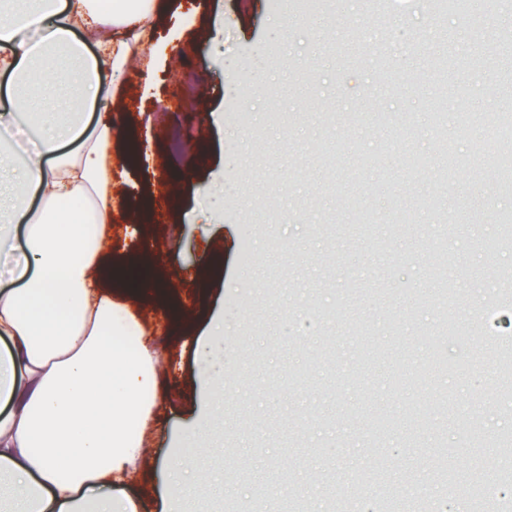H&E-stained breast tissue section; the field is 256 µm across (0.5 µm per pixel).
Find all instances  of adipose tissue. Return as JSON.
Returning a JSON list of instances; mask_svg holds the SVG:
<instances>
[{
  "mask_svg": "<svg viewBox=\"0 0 512 512\" xmlns=\"http://www.w3.org/2000/svg\"><path fill=\"white\" fill-rule=\"evenodd\" d=\"M0 13V183L26 251L0 287V482L12 512H138L135 480L163 367L135 315L102 289L112 240V124L86 136L89 106L112 109L154 19L155 0L103 20L93 0H35ZM67 51V70L56 65ZM62 101L74 122L44 103ZM81 141L79 152L62 147ZM38 194L32 208L30 194Z\"/></svg>",
  "mask_w": 512,
  "mask_h": 512,
  "instance_id": "ef3b65f1",
  "label": "adipose tissue"
}]
</instances>
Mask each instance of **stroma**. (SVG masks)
<instances>
[{
  "label": "stroma",
  "mask_w": 512,
  "mask_h": 512,
  "mask_svg": "<svg viewBox=\"0 0 512 512\" xmlns=\"http://www.w3.org/2000/svg\"><path fill=\"white\" fill-rule=\"evenodd\" d=\"M512 8L473 0L470 16H438L427 0H395L374 19L364 0H157L152 69H137L112 101L121 175L112 221L137 237L112 242L124 268L142 238L153 245L137 280L113 278L115 296L153 331L158 353H181L159 375V434L129 493L139 512H161L157 469L192 421L224 439L181 477L188 512H285L284 489L334 512L336 474L357 481L374 451L398 449L392 475L410 487L403 512H426L497 462L477 454L512 432L499 360L512 327L488 334L474 307L512 298V248L491 253L512 184L474 171V146L512 155L485 117L512 113L499 75L512 57ZM447 52L485 66L448 75L442 110L459 165L442 177L430 65ZM471 123L455 128L460 109ZM414 153L427 170L407 167ZM432 207H422V200ZM407 209L411 223L398 224ZM447 242V280L431 276ZM458 289L467 332L438 335L430 288ZM435 338L453 370L432 385L393 383L396 360L423 369ZM224 356L223 401L199 380L195 345ZM432 401L424 418L410 411ZM456 462L426 464L435 449ZM422 488L425 499L412 491Z\"/></svg>",
  "instance_id": "obj_1"
}]
</instances>
